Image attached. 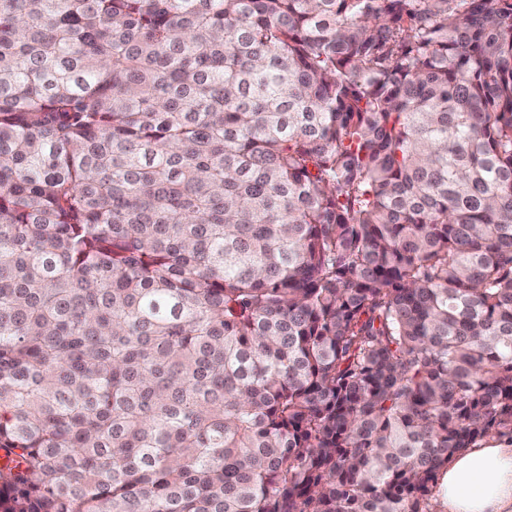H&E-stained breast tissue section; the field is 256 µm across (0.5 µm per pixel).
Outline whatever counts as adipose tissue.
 Here are the masks:
<instances>
[{"instance_id":"1","label":"adipose tissue","mask_w":512,"mask_h":512,"mask_svg":"<svg viewBox=\"0 0 512 512\" xmlns=\"http://www.w3.org/2000/svg\"><path fill=\"white\" fill-rule=\"evenodd\" d=\"M442 512H512V442L455 454L437 475Z\"/></svg>"}]
</instances>
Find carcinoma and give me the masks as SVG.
Segmentation results:
<instances>
[{
	"label": "carcinoma",
	"instance_id": "cac0c4a2",
	"mask_svg": "<svg viewBox=\"0 0 512 512\" xmlns=\"http://www.w3.org/2000/svg\"><path fill=\"white\" fill-rule=\"evenodd\" d=\"M512 432V0H0V512H430Z\"/></svg>",
	"mask_w": 512,
	"mask_h": 512
}]
</instances>
